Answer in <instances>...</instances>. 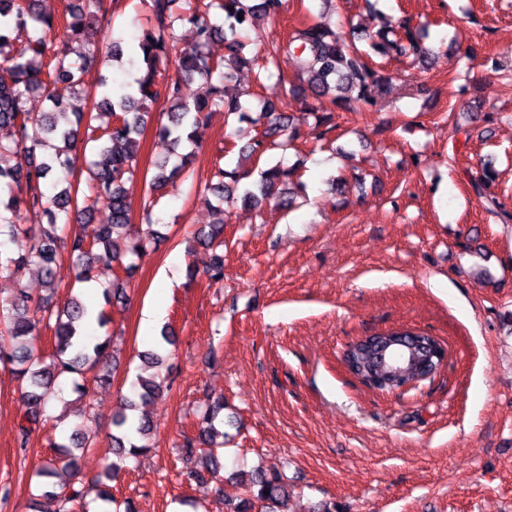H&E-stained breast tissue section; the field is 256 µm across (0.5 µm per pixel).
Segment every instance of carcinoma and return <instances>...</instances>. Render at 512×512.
<instances>
[{
  "mask_svg": "<svg viewBox=\"0 0 512 512\" xmlns=\"http://www.w3.org/2000/svg\"><path fill=\"white\" fill-rule=\"evenodd\" d=\"M39 0H0V246L9 242L16 248L0 251V277L15 280L25 270L36 268L49 294L29 312L28 295L19 290L17 297L0 303V361L15 367L21 380V402L24 423L20 424L16 445L21 451L28 448L29 423L39 422L43 409L53 397L54 387L61 378L82 375L100 369L98 379L111 381L107 369L112 358L111 339L93 341L86 336L83 322L88 309L76 298L59 306L53 303L56 268L62 252L77 260L75 279L89 283L96 269L118 264L128 272L135 261L152 249L158 238L154 219L156 202L144 204L141 225L132 228L131 205L123 188L125 176L134 173L140 138L150 118L144 103L155 98L159 80L165 82V95L170 111H161L156 118L154 135L168 146L166 159L156 165L152 186L163 189L190 182L211 192L218 200L215 210L224 214V201H241L245 209H257L266 200L275 199L288 207L292 200L286 187L294 169L279 161L262 170L251 188L237 193L241 179L250 175L239 168H215L209 178L200 180L194 167L195 149L200 142L199 130L209 113L223 111L236 114L242 121L264 126L254 142L242 147L241 153L256 158L267 150L265 139L277 134L288 142L299 138L283 112L284 100L266 99L256 115H251L238 97L224 92V81L232 77L231 70L241 61L244 47L242 34L258 30L261 19L273 22L284 10L285 0H144L151 13L152 24L141 30L131 46L137 58L139 74L133 82L108 87L101 96L83 88L84 69L94 61L119 62L125 50L120 39L97 47L74 60L69 45L80 43L95 25L107 23L112 4L107 0H69L62 17H55L38 8ZM190 25L194 41L182 46L177 28ZM400 27L405 37L389 42L398 56H414L418 62L427 61L429 52L422 47L420 35L404 20ZM63 29V40L57 41V29ZM224 40V57L213 58L209 47L214 40ZM370 50L361 49L354 39L342 30H333L316 23L296 29L279 50L290 55L299 74L305 77L315 112L331 109L351 110V102L373 111L378 97L390 88L393 76L369 63V51L384 49L370 35ZM199 78L207 85L204 95L188 101L183 96V82ZM40 97L49 102L48 112L35 114L28 102ZM93 144L97 159L87 167V180L92 185L91 202L79 197L80 186H72L74 173L69 155L80 146ZM48 146L53 153L37 160V149ZM64 183L66 187L50 195L47 181ZM38 214L41 221L28 224L27 213ZM102 219L94 225L93 233L70 235L69 224L91 222L95 213ZM199 243L219 247L224 242V220L208 225L197 233ZM212 284L224 280V260L216 254L206 270ZM54 322V351L50 362L36 356L29 345L37 325ZM370 353L351 348L344 360L363 371L364 382L387 388L391 368L369 359ZM163 393L159 375L139 377L136 395L141 403L153 401ZM135 403L112 418V448L116 461L112 471L128 457H143L151 452L144 440L150 433V421L135 415ZM224 410V400L210 401L202 415L198 439L185 444L186 454L196 452L195 445L204 446L202 472L216 475L222 464L216 455L220 445L215 421ZM86 445L79 429H74L65 442L51 443L54 456L47 459L38 474L52 476L57 470H73L76 458L73 449ZM249 495L241 499L232 512H287L288 482L275 467H258L246 480ZM99 500L107 505L105 512H134L130 502L121 505L101 479L89 484Z\"/></svg>",
  "mask_w": 512,
  "mask_h": 512,
  "instance_id": "obj_1",
  "label": "carcinoma"
}]
</instances>
